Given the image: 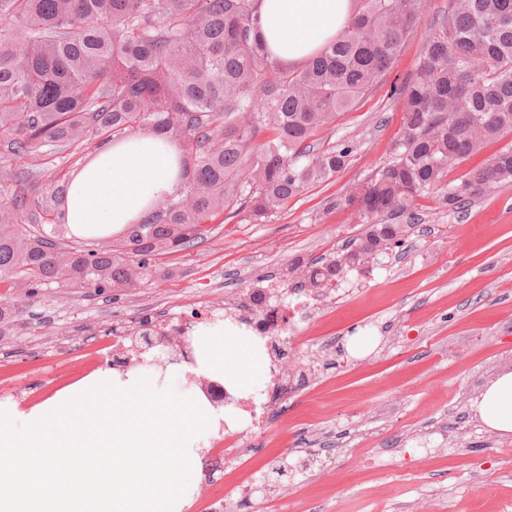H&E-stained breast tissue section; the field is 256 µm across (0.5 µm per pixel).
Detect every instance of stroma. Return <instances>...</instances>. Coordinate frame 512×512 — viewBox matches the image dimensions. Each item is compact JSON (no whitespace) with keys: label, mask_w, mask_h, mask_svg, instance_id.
Returning <instances> with one entry per match:
<instances>
[{"label":"stroma","mask_w":512,"mask_h":512,"mask_svg":"<svg viewBox=\"0 0 512 512\" xmlns=\"http://www.w3.org/2000/svg\"><path fill=\"white\" fill-rule=\"evenodd\" d=\"M421 34L405 43L389 80L366 94L324 144L349 143L343 170L308 186L266 223L219 216L191 248L164 258L174 274L137 288L79 297L55 289L18 307L0 336V370H27L65 352L75 333L186 320L215 299L239 303L255 289H287L295 262L333 258L363 231L341 200L393 156L400 102L392 82L416 73ZM402 246L350 271L288 348L314 370L280 384L261 432L244 433L240 464L211 454L201 438L200 472L223 471L225 487L263 482L252 501L216 512H512V438L489 432L471 402L512 368V185L452 212L420 198ZM375 337L362 356L352 338Z\"/></svg>","instance_id":"35a3bbf8"}]
</instances>
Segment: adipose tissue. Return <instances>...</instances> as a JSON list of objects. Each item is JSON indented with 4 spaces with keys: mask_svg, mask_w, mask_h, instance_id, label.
<instances>
[{
    "mask_svg": "<svg viewBox=\"0 0 512 512\" xmlns=\"http://www.w3.org/2000/svg\"><path fill=\"white\" fill-rule=\"evenodd\" d=\"M351 16V0H262L260 33L292 65L335 39ZM178 144L140 134L104 145L75 171L66 192L65 221L82 235L140 222L183 182ZM196 373L223 380L233 392L256 391L267 372L259 341L229 322L204 326L193 337ZM475 417L491 432L512 437V370L491 379L474 399Z\"/></svg>",
    "mask_w": 512,
    "mask_h": 512,
    "instance_id": "adipose-tissue-1",
    "label": "adipose tissue"
}]
</instances>
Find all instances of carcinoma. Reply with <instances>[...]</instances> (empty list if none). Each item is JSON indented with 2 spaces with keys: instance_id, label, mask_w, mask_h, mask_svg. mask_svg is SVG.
<instances>
[{
  "instance_id": "carcinoma-1",
  "label": "carcinoma",
  "mask_w": 512,
  "mask_h": 512,
  "mask_svg": "<svg viewBox=\"0 0 512 512\" xmlns=\"http://www.w3.org/2000/svg\"><path fill=\"white\" fill-rule=\"evenodd\" d=\"M260 0H0V334L41 288L84 295L135 288L169 273L228 212L249 222L284 209L340 172L352 152L317 136L390 73L420 27L425 0H352L347 27L301 66L274 57ZM402 100L392 159L351 189L365 224L326 261L296 263L319 293L375 261L406 231L387 219L442 193L448 209L512 185V145L448 186V172L512 136V0H448L423 33ZM145 131L177 142L186 178L120 235L83 236L63 219L66 186L23 189L30 166Z\"/></svg>"
}]
</instances>
